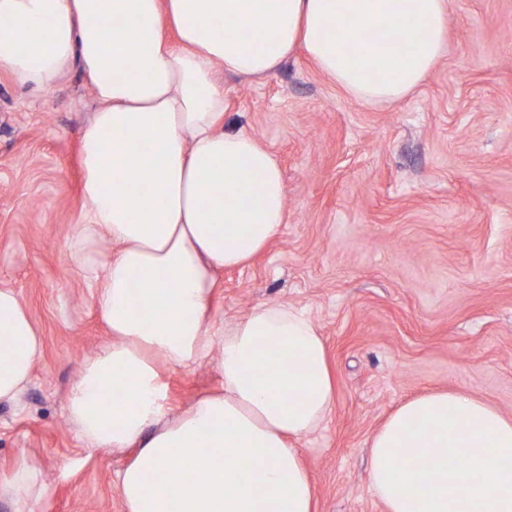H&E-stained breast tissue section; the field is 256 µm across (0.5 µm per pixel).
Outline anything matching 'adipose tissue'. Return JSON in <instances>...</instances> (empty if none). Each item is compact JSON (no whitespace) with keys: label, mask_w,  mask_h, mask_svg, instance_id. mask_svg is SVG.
Returning a JSON list of instances; mask_svg holds the SVG:
<instances>
[{"label":"adipose tissue","mask_w":512,"mask_h":512,"mask_svg":"<svg viewBox=\"0 0 512 512\" xmlns=\"http://www.w3.org/2000/svg\"><path fill=\"white\" fill-rule=\"evenodd\" d=\"M448 23L447 0H0V73L45 92L77 67L98 101L65 247L102 270L110 342L81 365L67 418L86 447L134 449L117 477L126 512H315L293 441L333 408L323 337L289 306L229 327L209 308L215 270L249 262L287 210L271 152L225 130L216 68L263 78L300 53L356 99L395 101L434 70ZM41 354L19 294L1 287L0 401ZM209 359L220 389L172 411L162 369ZM370 478L386 512H512V418L466 391L416 396L373 435ZM46 494L19 453L0 499L37 512Z\"/></svg>","instance_id":"obj_1"}]
</instances>
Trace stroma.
Instances as JSON below:
<instances>
[{
	"mask_svg": "<svg viewBox=\"0 0 512 512\" xmlns=\"http://www.w3.org/2000/svg\"><path fill=\"white\" fill-rule=\"evenodd\" d=\"M448 7L445 56L395 103L350 97L300 55L263 79L217 75L225 129L279 161L287 222L245 267L217 271L211 308L229 326L285 304L319 328L335 404L298 442L317 512H384L368 445L407 399L464 389L512 417V0ZM96 108L79 70L46 92L0 74V288L43 340L32 383L0 403V475L26 452L49 488L38 512H124L131 451L83 447L65 413L110 341L64 250ZM164 378L175 409L220 383L210 361Z\"/></svg>",
	"mask_w": 512,
	"mask_h": 512,
	"instance_id": "1",
	"label": "stroma"
}]
</instances>
